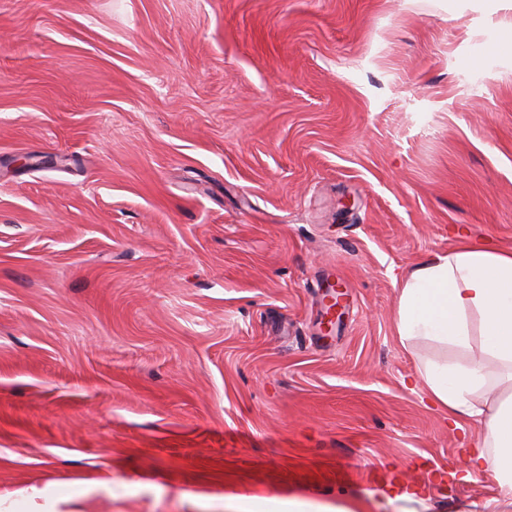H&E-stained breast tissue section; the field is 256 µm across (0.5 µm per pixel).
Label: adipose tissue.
<instances>
[{
    "label": "adipose tissue",
    "mask_w": 512,
    "mask_h": 512,
    "mask_svg": "<svg viewBox=\"0 0 512 512\" xmlns=\"http://www.w3.org/2000/svg\"><path fill=\"white\" fill-rule=\"evenodd\" d=\"M396 333L466 347L477 317L483 353L468 363L427 361L419 369L430 398L453 421L486 416L471 472L492 476L512 495V253L466 242L416 264L398 280Z\"/></svg>",
    "instance_id": "adipose-tissue-1"
}]
</instances>
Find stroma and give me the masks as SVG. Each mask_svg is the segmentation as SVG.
I'll list each match as a JSON object with an SVG mask.
<instances>
[{
	"label": "stroma",
	"instance_id": "obj_1",
	"mask_svg": "<svg viewBox=\"0 0 512 512\" xmlns=\"http://www.w3.org/2000/svg\"><path fill=\"white\" fill-rule=\"evenodd\" d=\"M510 32L512 0H0V512H512L417 380L480 334L401 343L394 282L456 228L512 252Z\"/></svg>",
	"mask_w": 512,
	"mask_h": 512
}]
</instances>
